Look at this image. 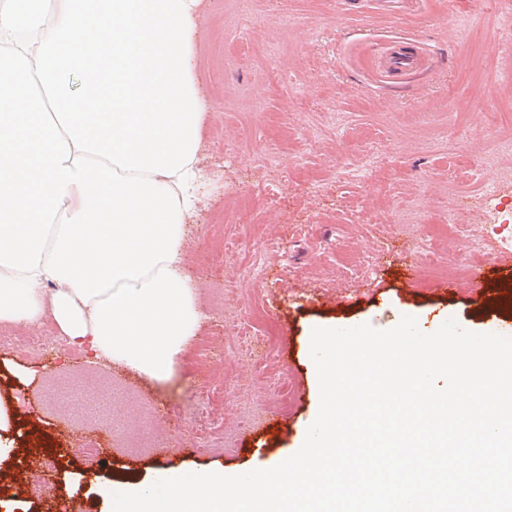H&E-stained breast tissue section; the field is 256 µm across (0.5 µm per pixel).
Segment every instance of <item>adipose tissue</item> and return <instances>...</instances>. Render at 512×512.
<instances>
[{
  "label": "adipose tissue",
  "instance_id": "obj_1",
  "mask_svg": "<svg viewBox=\"0 0 512 512\" xmlns=\"http://www.w3.org/2000/svg\"><path fill=\"white\" fill-rule=\"evenodd\" d=\"M201 0L0 8V326L158 380L201 315L182 275L207 110Z\"/></svg>",
  "mask_w": 512,
  "mask_h": 512
}]
</instances>
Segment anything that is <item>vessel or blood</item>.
<instances>
[{"instance_id": "1", "label": "vessel or blood", "mask_w": 512, "mask_h": 512, "mask_svg": "<svg viewBox=\"0 0 512 512\" xmlns=\"http://www.w3.org/2000/svg\"><path fill=\"white\" fill-rule=\"evenodd\" d=\"M421 65V55L413 40L402 39L392 42L378 61L383 77L394 80L416 70ZM468 285L476 294L481 305L498 308L499 314L491 331L500 336L512 335V303L502 297V290L512 287V258L501 260L496 265L472 266Z\"/></svg>"}]
</instances>
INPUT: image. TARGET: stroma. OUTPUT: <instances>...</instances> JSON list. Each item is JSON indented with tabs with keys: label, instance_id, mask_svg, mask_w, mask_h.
Masks as SVG:
<instances>
[{
	"label": "stroma",
	"instance_id": "1",
	"mask_svg": "<svg viewBox=\"0 0 512 512\" xmlns=\"http://www.w3.org/2000/svg\"><path fill=\"white\" fill-rule=\"evenodd\" d=\"M511 12L512 0H417L398 15L371 0L352 14L342 0H204L198 69L209 108L182 270L199 292L196 334L163 382L56 343L37 356L0 347V401L57 464L49 488L31 494L22 466L35 454L16 441L18 464L0 467L9 512H101L99 481L234 476L292 456L319 410L314 328L387 330L411 316L424 332L452 318L485 333L496 318L464 284L479 257L449 228L512 252V124L491 132L479 117L487 100L512 99L502 26ZM398 38L420 41L425 64L385 87L372 59ZM458 152L471 165L449 173ZM487 180L503 205L474 196ZM408 256L420 263L413 285L401 275ZM448 276L459 290H441ZM211 283L226 289L222 308L202 293ZM266 320L279 343L250 353L244 341ZM15 366L29 369L26 382L12 379ZM150 413L152 447L113 438L116 426L137 436ZM201 416L197 441L189 425ZM273 417L287 431L268 434ZM246 424L255 440L237 445ZM91 439L99 457L82 451Z\"/></svg>",
	"mask_w": 512,
	"mask_h": 512
}]
</instances>
